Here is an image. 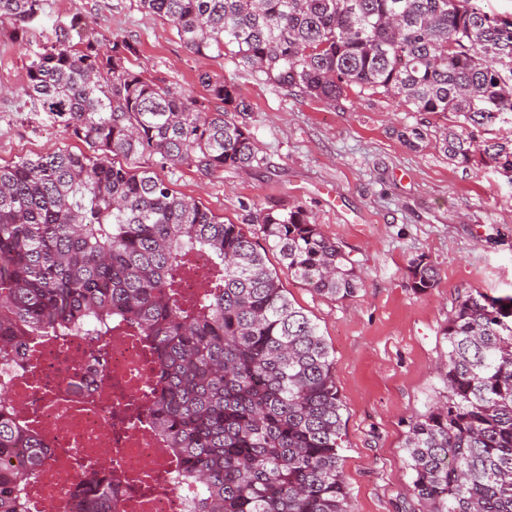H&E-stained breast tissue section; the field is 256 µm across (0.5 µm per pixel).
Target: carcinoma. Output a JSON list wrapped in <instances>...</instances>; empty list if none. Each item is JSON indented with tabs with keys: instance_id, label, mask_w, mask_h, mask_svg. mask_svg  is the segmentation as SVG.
<instances>
[{
	"instance_id": "carcinoma-1",
	"label": "carcinoma",
	"mask_w": 512,
	"mask_h": 512,
	"mask_svg": "<svg viewBox=\"0 0 512 512\" xmlns=\"http://www.w3.org/2000/svg\"><path fill=\"white\" fill-rule=\"evenodd\" d=\"M200 57L231 56L265 81L334 102L347 90L410 112H450L436 132L448 159L475 157L512 179V140H479L512 115V16L479 0H141ZM43 0H0V23L25 35ZM71 22L26 66L19 96L91 153L57 149L0 165V365L49 336L114 331L155 355L154 431L191 512H348L343 404L317 324L288 298L266 253L315 293L337 300L363 285L306 208L259 209L224 221L171 188L155 168L205 172L257 160L249 104L203 72L214 110L147 76L136 46L74 43ZM209 256L202 291L183 295L194 257ZM412 287L438 283L420 257ZM444 400L405 436L418 512H512V295L459 296L442 329ZM47 441L0 395V512H29L28 487ZM96 512L117 489L85 479Z\"/></svg>"
}]
</instances>
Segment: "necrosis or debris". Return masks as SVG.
I'll list each match as a JSON object with an SVG mask.
<instances>
[{"mask_svg": "<svg viewBox=\"0 0 512 512\" xmlns=\"http://www.w3.org/2000/svg\"><path fill=\"white\" fill-rule=\"evenodd\" d=\"M94 347L87 336L44 339L34 358L0 368V388L17 415L51 444L45 469L29 487L31 512H91L83 492L90 464L104 481L124 478L122 512H188L192 490L172 479L171 453L144 411L156 392L151 355L134 338L113 333L108 379L90 396Z\"/></svg>", "mask_w": 512, "mask_h": 512, "instance_id": "4bbe7bcc", "label": "necrosis or debris"}]
</instances>
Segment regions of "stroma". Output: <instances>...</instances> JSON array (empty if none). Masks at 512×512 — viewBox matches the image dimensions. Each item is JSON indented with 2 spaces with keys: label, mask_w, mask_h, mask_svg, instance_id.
<instances>
[{
  "label": "stroma",
  "mask_w": 512,
  "mask_h": 512,
  "mask_svg": "<svg viewBox=\"0 0 512 512\" xmlns=\"http://www.w3.org/2000/svg\"><path fill=\"white\" fill-rule=\"evenodd\" d=\"M91 23L100 42L137 45L139 62L197 98L208 71L234 81L251 109L242 121L258 163L206 174L160 170L175 190L216 216L241 223L249 211L303 204L323 233L360 271L355 297L335 301L294 279L278 254L277 272L295 306L319 326L343 401V474L351 512H404L411 482L404 439L411 420L441 397L442 329L461 291L512 294V181L494 168L451 163L435 140L409 148L401 134L421 124L448 126L447 113L410 112L381 94L348 91L335 103L266 82L228 56L200 59L174 25L140 0H44L29 39L0 24V164L55 148L86 151L79 139L31 112L15 96L32 50L56 23ZM423 257L439 272L436 287L411 286L409 264Z\"/></svg>",
  "instance_id": "stroma-1"
}]
</instances>
